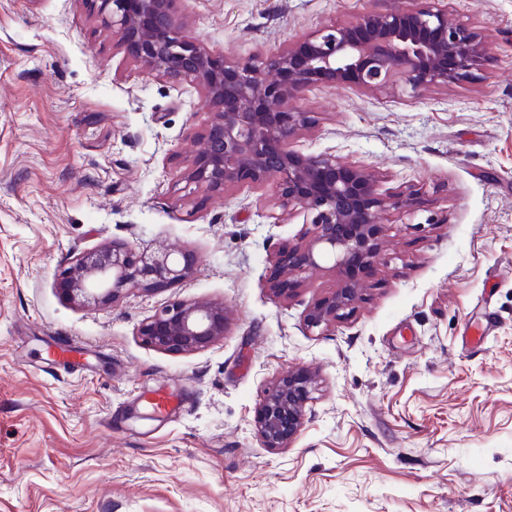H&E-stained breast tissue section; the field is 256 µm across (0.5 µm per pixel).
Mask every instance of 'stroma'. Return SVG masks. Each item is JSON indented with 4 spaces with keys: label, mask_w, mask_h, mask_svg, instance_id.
<instances>
[{
    "label": "stroma",
    "mask_w": 512,
    "mask_h": 512,
    "mask_svg": "<svg viewBox=\"0 0 512 512\" xmlns=\"http://www.w3.org/2000/svg\"><path fill=\"white\" fill-rule=\"evenodd\" d=\"M487 42L473 80L320 85L293 141L372 171L380 259L354 309L308 329L331 262L272 291L310 227L276 183L222 194L181 173L205 94L129 57L88 0H0V512H512V0H447ZM401 0H178L211 54L276 52ZM196 257L191 277L81 307L58 287L106 243ZM224 304L209 348L145 343L164 305ZM73 353L58 358L60 342ZM318 388L288 448L254 427L266 388ZM175 398L158 416L141 386Z\"/></svg>",
    "instance_id": "35a3bbf8"
}]
</instances>
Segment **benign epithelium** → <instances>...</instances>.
<instances>
[{"label":"benign epithelium","mask_w":512,"mask_h":512,"mask_svg":"<svg viewBox=\"0 0 512 512\" xmlns=\"http://www.w3.org/2000/svg\"><path fill=\"white\" fill-rule=\"evenodd\" d=\"M102 22L140 64L202 90L212 107L200 148L180 179L211 193L274 181L289 207L313 226L304 246L282 255L285 274L300 278L333 260L339 284L306 315L307 327L336 321L363 288L349 275L352 264H368L379 249L378 215L409 207L411 199L383 197L368 170L336 156L292 149L296 134L314 123L292 106L315 84L382 89L401 82L416 92L474 76L486 46L482 34L459 23L446 6H408L369 12L353 23L332 24L274 54L247 59L215 57L182 34L177 0H100ZM195 257L159 248L138 252L103 245L73 258L61 291L79 306L115 302L127 288L155 292L187 279ZM224 305L193 301L167 305L141 327L143 341L171 353L203 350L224 338ZM316 376L283 374L267 388L255 426L264 447L284 449L300 434Z\"/></svg>","instance_id":"benign-epithelium-1"}]
</instances>
